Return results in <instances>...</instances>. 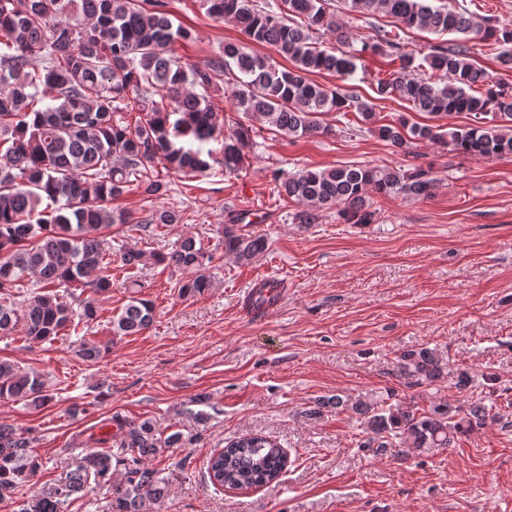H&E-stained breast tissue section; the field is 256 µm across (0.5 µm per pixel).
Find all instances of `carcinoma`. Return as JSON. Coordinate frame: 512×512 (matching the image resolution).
<instances>
[{
  "label": "carcinoma",
  "instance_id": "obj_1",
  "mask_svg": "<svg viewBox=\"0 0 512 512\" xmlns=\"http://www.w3.org/2000/svg\"><path fill=\"white\" fill-rule=\"evenodd\" d=\"M217 21L236 24L245 40L226 42L221 54L204 65L181 62L173 51L192 38L189 29L174 25L163 0H0V337L19 332L30 343L55 338L75 318L92 320L98 297L110 293L112 275L91 280L104 268V230L128 224L129 217L109 204L134 186L148 197L168 191L167 181L148 174L160 164L184 176L219 166L226 175L239 172L257 147L259 121L280 136L299 139L321 136L327 112L356 111L363 125L390 146L405 151L417 143L440 144L460 154L512 156V88L494 80L470 60L469 42L499 49L497 61L512 70V25L479 16L465 6L435 7L432 0H343L352 12L395 19L391 29L377 26L361 40L359 55H381L399 61L398 68L377 78L376 93L397 96L415 112L446 116L474 115L466 128L443 130L419 125L404 115L384 123L375 104L351 90L326 87L311 78L319 72L347 75L354 56L321 48L314 34H332L349 43L345 28L327 9V0H280L259 6L256 0H198ZM419 28L437 35L462 36L450 45L429 47L423 62L405 51L401 33ZM269 46L289 62L281 67L256 54L250 45ZM40 59L43 65L34 66ZM424 77L413 76L415 69ZM232 76L228 95L234 111L243 115L224 132L220 110L207 92L216 79ZM141 112L136 126L124 114ZM223 140L220 156L204 149ZM278 195L294 199L303 209L296 224H316L322 213L338 209L353 224H371L375 211L369 192L431 198L437 186L432 172L421 165L404 170L379 165L302 169L275 177ZM179 211L153 210L138 221L141 231L178 224ZM267 249L266 239L224 226V252L240 264H250ZM125 267H138L144 254L118 249ZM156 264L191 271L180 286L195 296L212 285L213 256L192 237L171 251L153 256ZM40 286L25 294L21 306L13 291L29 276ZM88 288L82 297L74 288ZM137 289L112 317L113 331L136 336L154 321L153 304ZM409 374L433 381L440 378L439 357L428 349L402 356ZM0 399L23 400L34 406L51 401L36 373L0 361ZM364 420L365 447H449L455 433L483 423L484 412L473 406L464 416L447 405L416 415L385 404L359 403ZM95 438L117 449L73 454L64 481L24 501L18 512H67L71 499L90 484L112 489V512H142L147 500L163 502L169 478L145 466L163 448L181 440L174 433L157 436L148 421L131 423L119 416L106 423ZM42 466L31 441L0 424V499L11 496ZM288 467L282 446L261 434L231 440L213 452L206 474L215 487L247 490L268 484ZM123 473L124 480L114 481Z\"/></svg>",
  "mask_w": 512,
  "mask_h": 512
}]
</instances>
